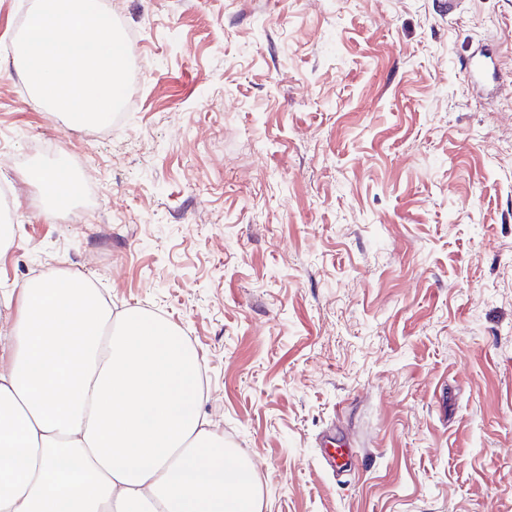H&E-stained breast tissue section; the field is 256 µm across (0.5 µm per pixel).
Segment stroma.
I'll list each match as a JSON object with an SVG mask.
<instances>
[{"mask_svg": "<svg viewBox=\"0 0 512 512\" xmlns=\"http://www.w3.org/2000/svg\"><path fill=\"white\" fill-rule=\"evenodd\" d=\"M437 2L108 0L132 110L88 147L0 0V180L40 137L98 190L74 221L23 179L0 292L66 270L170 321L262 512H512V100L463 69L491 42L512 74V0Z\"/></svg>", "mask_w": 512, "mask_h": 512, "instance_id": "1", "label": "stroma"}]
</instances>
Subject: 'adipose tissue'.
I'll return each instance as SVG.
<instances>
[{
    "instance_id": "1",
    "label": "adipose tissue",
    "mask_w": 512,
    "mask_h": 512,
    "mask_svg": "<svg viewBox=\"0 0 512 512\" xmlns=\"http://www.w3.org/2000/svg\"><path fill=\"white\" fill-rule=\"evenodd\" d=\"M30 178L54 205L71 201L64 160ZM0 306V512H260L171 323L113 314L89 279L59 272Z\"/></svg>"
}]
</instances>
